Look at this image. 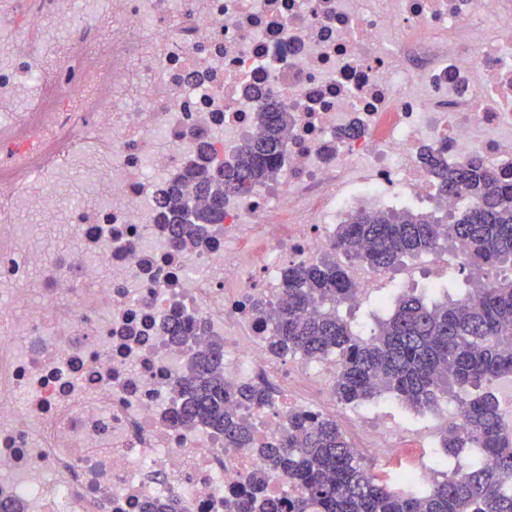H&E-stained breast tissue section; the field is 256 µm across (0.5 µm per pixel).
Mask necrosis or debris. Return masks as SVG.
Masks as SVG:
<instances>
[{
    "mask_svg": "<svg viewBox=\"0 0 512 512\" xmlns=\"http://www.w3.org/2000/svg\"><path fill=\"white\" fill-rule=\"evenodd\" d=\"M271 98L292 115L275 182L226 195L205 246L174 247L162 187L201 145L231 161ZM426 149L512 176V0H0V489L24 512H233L258 447L301 410L397 454L419 418L341 411L335 360L271 355L274 320L251 304L330 252L356 208L459 207ZM74 173L99 204L64 207ZM29 213L63 214L80 246L35 304ZM175 314L223 342L229 384L275 387L242 411L251 446L174 423L191 353L165 329Z\"/></svg>",
    "mask_w": 512,
    "mask_h": 512,
    "instance_id": "1",
    "label": "necrosis or debris"
}]
</instances>
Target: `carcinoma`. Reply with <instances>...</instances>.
Segmentation results:
<instances>
[{
	"mask_svg": "<svg viewBox=\"0 0 512 512\" xmlns=\"http://www.w3.org/2000/svg\"><path fill=\"white\" fill-rule=\"evenodd\" d=\"M288 109L271 99L259 115L257 132L232 162H214L204 151L182 178L202 200L187 210L176 183L164 193L172 245H203L214 224L224 223V195L242 194L273 178L282 152L281 130ZM422 163L439 191L464 200L462 211L439 215L411 210L360 209L336 225L334 251L319 262L290 263L274 303L276 318L266 340L275 356L338 357L333 388L343 405L391 395L415 410H436L442 400L457 402V416L440 435L448 456L479 450L480 460L429 487L405 493L379 482L351 450L338 423L305 412L288 413V433L257 452L269 470L288 477L299 496L288 512H512V430L505 426L493 395L482 388L512 375V179L475 156L451 166L427 151ZM460 241L470 268L465 292L426 300L401 294L391 311L362 334L339 316L336 306L351 299L348 265L364 263L380 274L404 258H415ZM342 254L338 260L336 254ZM171 339L192 346L201 326L174 315ZM175 420L210 427L224 441L244 447L250 426L230 405H270L267 390L224 380V344L213 341L194 353L186 373L173 385Z\"/></svg>",
	"mask_w": 512,
	"mask_h": 512,
	"instance_id": "cac0c4a2",
	"label": "carcinoma"
}]
</instances>
